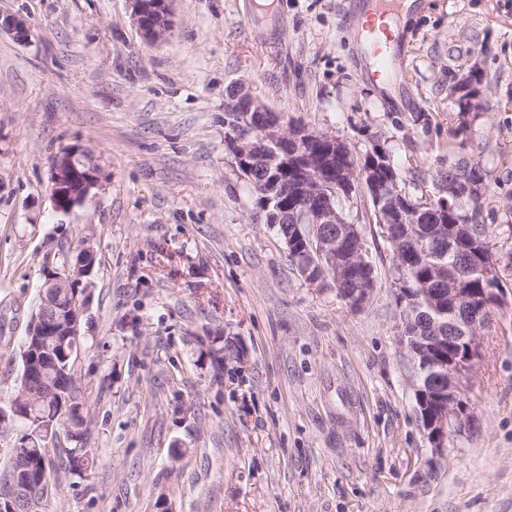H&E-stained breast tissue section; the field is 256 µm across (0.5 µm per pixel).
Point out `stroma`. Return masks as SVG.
Segmentation results:
<instances>
[{"label": "stroma", "instance_id": "stroma-1", "mask_svg": "<svg viewBox=\"0 0 512 512\" xmlns=\"http://www.w3.org/2000/svg\"><path fill=\"white\" fill-rule=\"evenodd\" d=\"M255 2L174 0L151 45L126 0H0L31 26L0 35V397L47 258L96 250L76 363L95 465L59 477L49 512H512V0H422L389 102L362 76L346 0ZM469 71L467 103L448 88ZM238 84L354 155L381 137L414 196L435 195L449 157L488 171L506 290L442 451L417 417L366 193L340 201L376 278L357 311L255 215L224 142ZM69 146L101 182L63 213L50 166Z\"/></svg>", "mask_w": 512, "mask_h": 512}]
</instances>
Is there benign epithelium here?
Returning <instances> with one entry per match:
<instances>
[{
  "label": "benign epithelium",
  "mask_w": 512,
  "mask_h": 512,
  "mask_svg": "<svg viewBox=\"0 0 512 512\" xmlns=\"http://www.w3.org/2000/svg\"><path fill=\"white\" fill-rule=\"evenodd\" d=\"M132 19L144 39L150 43L165 40L174 27L172 3L174 0H128ZM5 32L19 41L29 36L27 20L15 13L0 12V33ZM225 143L230 145L229 153L235 161V170L240 178L251 181V165L254 152L245 145L246 137L256 132L255 145L264 149L278 150L280 158L288 161L300 154L302 145L317 139L330 145L328 154L304 155L307 166V179L300 186L301 198L325 196L321 206L314 212L316 224L336 223V208L331 197L327 196L326 183L322 178V169L329 166L341 139L326 132L311 130L304 125H294L283 129L271 110L248 90L236 86L231 91L230 105L224 119ZM375 162L356 170L344 169L340 173V184L353 186L357 181L366 189L367 194L382 209V214L392 223L405 221L412 214L409 203L399 192L398 181L382 183L372 177L376 163L387 160L380 148L368 151ZM50 182L52 198L56 209L70 212L83 205L92 189L99 183V167L91 162L84 151L71 146L62 149L51 162ZM82 252L84 268H76L60 273H48L41 297L40 311L33 315L29 335L59 339L76 333L80 320L85 314V304L74 299L66 309L57 307L59 295L70 288H91L87 280L91 272L88 266L94 259L93 247L83 241L78 246ZM338 264L336 252V235L321 230L316 236L314 252L304 254L300 272L306 276L316 266L326 271L336 270ZM440 274H448V298L451 300H473L479 313L490 314L498 307L502 289L468 287L469 280L459 278L448 272L445 265H438ZM430 289L424 288L417 297L406 296L399 305L402 319L397 324L398 341L404 351L411 369L410 385L418 400L420 420L427 432L433 448L440 451L445 447L448 428L454 421L461 420L463 403V385L472 371L474 362L481 355V328L468 333L462 324L449 322L436 324V335L428 337L426 343L419 347L407 345L405 316L413 314L420 318L430 317L436 311L429 301Z\"/></svg>",
  "instance_id": "7a95c632"
}]
</instances>
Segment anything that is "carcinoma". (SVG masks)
<instances>
[{
  "mask_svg": "<svg viewBox=\"0 0 512 512\" xmlns=\"http://www.w3.org/2000/svg\"><path fill=\"white\" fill-rule=\"evenodd\" d=\"M273 152L264 151L256 156L254 162V182L248 184L252 193L254 208L263 209V196L266 191L271 197L279 198L278 205L284 212L278 223V231L282 237L294 239L297 232L313 241L316 225L312 224L310 213L319 205L316 198L300 199L291 190L290 183L299 176L298 171L286 172L280 165L272 161ZM363 157L355 156L351 150L336 155V163L331 171L324 173L327 180L337 179L340 170L360 165ZM434 181L438 186L437 196L423 200L413 197L405 191L404 182H399L400 191L418 210L416 223L397 224L395 230H381L384 240L388 243L393 257H401L405 267L394 265L393 286L396 288H431L435 296H442L441 289L448 287V278H438L435 265L444 262L452 265L460 259L458 271L463 274L468 270L484 264L497 263L492 243V231L486 224L485 201L489 190L486 170L477 162L462 158L449 160L448 169L436 172ZM448 211V228L455 223L464 224V231L457 237L455 247L448 248V238H443L433 247L429 255L419 256L414 251L415 242L421 235L431 231L437 222L435 213ZM374 273L371 263L356 262L345 264L336 276L339 277L337 292L342 298L352 295L355 289L364 285L375 286V278L367 282L362 279ZM34 337L25 336L21 351V369L14 392L7 401L0 404V409L11 404L18 398L21 391L27 392L22 400L24 409L32 413V419L21 416L1 426L0 434L8 435L21 430L20 437L30 436L26 459L32 467L31 476L27 477L18 471L15 454H10L7 466L0 474V491L8 492L16 498H38L42 496V488L38 486L37 477L44 474L51 483L52 493L58 490V473L64 470L70 474L84 477L94 466L93 449L83 445L84 436L88 432V407L83 392L80 390L76 376L75 363L77 350L81 348V337L75 338V347L70 344L43 340L46 351L42 352V378L26 381V356ZM52 423L51 429L40 427L36 419ZM77 443L73 448L65 449L66 457L51 454V449L60 444L61 436Z\"/></svg>",
  "mask_w": 512,
  "mask_h": 512,
  "instance_id": "1",
  "label": "carcinoma"
}]
</instances>
